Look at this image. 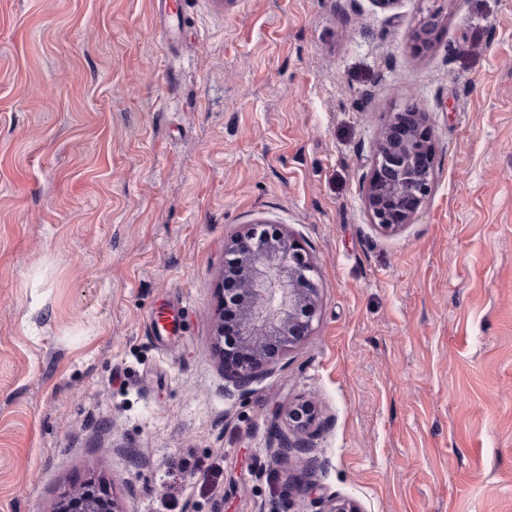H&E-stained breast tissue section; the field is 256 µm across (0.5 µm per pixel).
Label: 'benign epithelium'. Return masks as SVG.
<instances>
[{
  "label": "benign epithelium",
  "mask_w": 512,
  "mask_h": 512,
  "mask_svg": "<svg viewBox=\"0 0 512 512\" xmlns=\"http://www.w3.org/2000/svg\"><path fill=\"white\" fill-rule=\"evenodd\" d=\"M439 28L438 14H429L414 34V48H431ZM436 155L428 113L407 108L390 114L379 131L363 187L372 224L396 232L412 223L431 195ZM255 227L247 225L225 243V255L234 256L236 264L224 271V308L213 332L224 370L241 391L311 335L318 312L316 268L300 241L281 224L274 225L271 238L258 236ZM315 419L308 404L289 408L288 428L274 430L277 454L310 451ZM56 512L120 510L103 483L90 481L68 492Z\"/></svg>",
  "instance_id": "7a95c632"
}]
</instances>
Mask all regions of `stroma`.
Segmentation results:
<instances>
[{"mask_svg": "<svg viewBox=\"0 0 512 512\" xmlns=\"http://www.w3.org/2000/svg\"><path fill=\"white\" fill-rule=\"evenodd\" d=\"M407 106L437 179L387 233L363 185ZM258 220L318 315L242 392L212 332ZM301 397L315 447L277 456ZM93 478L120 512H512V0H0V512ZM439 28L438 14L430 13L414 34V48L418 51H425L431 48L437 39Z\"/></svg>", "mask_w": 512, "mask_h": 512, "instance_id": "1", "label": "stroma"}]
</instances>
